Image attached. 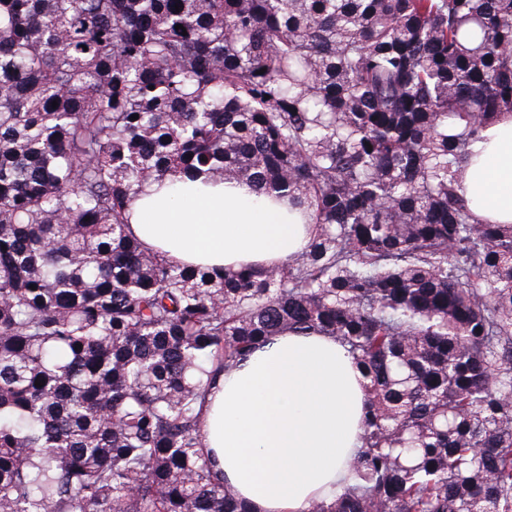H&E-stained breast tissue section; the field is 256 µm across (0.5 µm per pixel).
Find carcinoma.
I'll use <instances>...</instances> for the list:
<instances>
[{"mask_svg":"<svg viewBox=\"0 0 512 512\" xmlns=\"http://www.w3.org/2000/svg\"><path fill=\"white\" fill-rule=\"evenodd\" d=\"M505 115L512 0H0V512H249L199 404L283 333L365 380L309 512H512V224L457 192ZM185 173L282 194L308 250L144 248Z\"/></svg>","mask_w":512,"mask_h":512,"instance_id":"obj_1","label":"carcinoma"}]
</instances>
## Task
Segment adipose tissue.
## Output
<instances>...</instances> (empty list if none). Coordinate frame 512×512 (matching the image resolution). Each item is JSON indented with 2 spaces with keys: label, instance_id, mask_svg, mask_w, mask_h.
Returning <instances> with one entry per match:
<instances>
[{
  "label": "adipose tissue",
  "instance_id": "adipose-tissue-1",
  "mask_svg": "<svg viewBox=\"0 0 512 512\" xmlns=\"http://www.w3.org/2000/svg\"><path fill=\"white\" fill-rule=\"evenodd\" d=\"M476 215L512 224V118L490 126L462 184ZM146 248L179 265L272 267L305 252L312 225L249 184L181 179L146 186L129 226ZM362 377L331 337L286 334L222 375L201 429L224 484L250 512H308L334 490L360 448Z\"/></svg>",
  "mask_w": 512,
  "mask_h": 512
}]
</instances>
